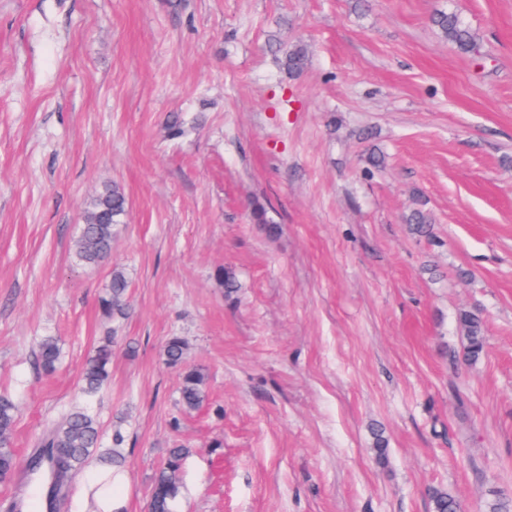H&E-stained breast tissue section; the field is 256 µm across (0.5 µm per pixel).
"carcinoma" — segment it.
Here are the masks:
<instances>
[{
    "instance_id": "obj_1",
    "label": "carcinoma",
    "mask_w": 512,
    "mask_h": 512,
    "mask_svg": "<svg viewBox=\"0 0 512 512\" xmlns=\"http://www.w3.org/2000/svg\"><path fill=\"white\" fill-rule=\"evenodd\" d=\"M433 24L452 42L459 51L467 53L474 49L475 36L470 27L454 12L434 15ZM308 61L305 48L297 46L285 56V66L291 73L302 71ZM127 202L121 189L114 185L106 187L89 202L84 211L83 224L74 240V256L86 266H95L112 252V237L115 227L124 223ZM410 231L426 237L431 234L428 216L421 210L412 211L407 217ZM106 312L114 317H123L128 310V280L115 270L104 299ZM459 324L465 343L463 360L474 363L486 348L485 327L482 314L477 309L466 310L459 316ZM186 341L180 336L171 337L165 347L167 364L179 366L183 362ZM59 359V347L55 338H43L37 346V364L47 372L55 370ZM112 365V338L106 337L86 359L81 376V390L87 397L95 396L108 381ZM206 398L205 376L199 369H188L181 374L179 403L186 411L197 409ZM19 415L18 403L7 392L0 393V477L11 476L15 466L12 439ZM100 430L96 420L85 410L77 409L46 429L38 449L30 459V470L37 472L43 460L51 462L52 474L56 476L54 492H59L62 482L79 469L95 454L97 459L114 467H123L125 456L122 445L124 437L117 432L112 437V447L97 451ZM189 449L178 445L168 449L163 464L155 473L147 512H177L182 489V467ZM433 512H461L455 496L446 490L435 489L431 493Z\"/></svg>"
}]
</instances>
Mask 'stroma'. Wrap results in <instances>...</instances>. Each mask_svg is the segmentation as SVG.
<instances>
[{
	"mask_svg": "<svg viewBox=\"0 0 512 512\" xmlns=\"http://www.w3.org/2000/svg\"><path fill=\"white\" fill-rule=\"evenodd\" d=\"M440 11L470 26L471 53ZM171 115L196 131L171 136ZM112 185L125 222L82 265L84 210ZM415 209L431 237L411 234ZM116 269L118 320L102 307ZM473 308L487 346L465 364ZM108 335L110 379L85 398ZM45 336L51 374L35 367ZM172 336L207 374L190 413ZM1 391L20 413L0 502L25 497L46 424L73 407L103 446L122 433L126 512H146L176 445L180 512L512 499V0H0ZM432 22L459 51L467 53L474 49L475 36L458 14L440 12L434 15ZM103 302L106 312L112 314V318H122L126 314L128 310V280L121 271L112 272L108 295ZM37 364L44 371L55 370L59 359V347L55 338L48 336L43 338L37 346ZM112 365V338L107 336L86 359L81 376V390L87 397L95 396L108 381Z\"/></svg>",
	"mask_w": 512,
	"mask_h": 512,
	"instance_id": "35a3bbf8",
	"label": "stroma"
}]
</instances>
